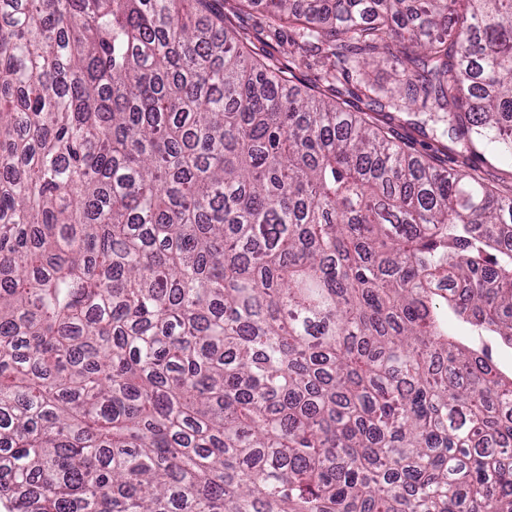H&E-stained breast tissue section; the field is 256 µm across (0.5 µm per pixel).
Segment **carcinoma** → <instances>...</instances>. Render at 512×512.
Segmentation results:
<instances>
[{"label":"carcinoma","mask_w":512,"mask_h":512,"mask_svg":"<svg viewBox=\"0 0 512 512\" xmlns=\"http://www.w3.org/2000/svg\"><path fill=\"white\" fill-rule=\"evenodd\" d=\"M0 0L5 512H512V0ZM397 47L391 83L368 70ZM423 116L440 161L348 98ZM266 19L258 9L238 12L231 16V27L247 43L249 49L257 56L265 57L273 62L288 64L292 49L286 41H268L260 34ZM488 158V157H487ZM489 162L492 166H489L486 163L481 162L480 160L475 161V166L477 167V171L479 174L489 179L490 181H494L499 183L500 185H510L512 178L511 167L500 164L496 161L489 159Z\"/></svg>","instance_id":"1"}]
</instances>
